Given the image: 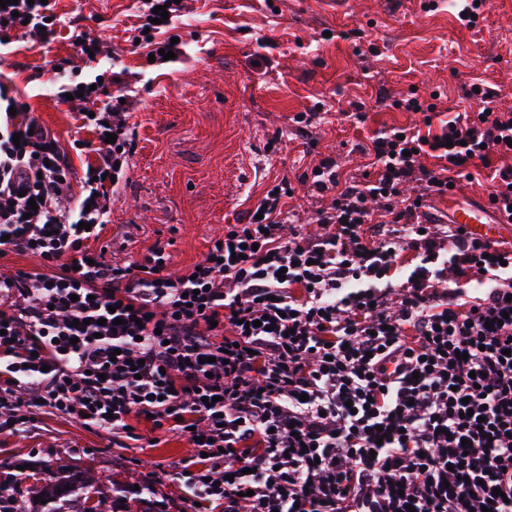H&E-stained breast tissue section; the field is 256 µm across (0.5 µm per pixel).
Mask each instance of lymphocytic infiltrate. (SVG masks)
<instances>
[{
  "label": "lymphocytic infiltrate",
  "mask_w": 512,
  "mask_h": 512,
  "mask_svg": "<svg viewBox=\"0 0 512 512\" xmlns=\"http://www.w3.org/2000/svg\"><path fill=\"white\" fill-rule=\"evenodd\" d=\"M180 11L145 0L151 54L171 51L159 33ZM54 15L49 0L0 7V39L50 41ZM394 106L425 128L378 133L365 182L329 160L312 172L333 234L284 237L294 213L270 190L194 275L158 245L123 264L89 246L132 157L124 113L84 119L117 140L80 176L0 90V256L41 260L0 272V433L28 430L41 400L120 444L141 441L135 422L184 435V512H512V247L436 231L425 205L479 163L491 209L512 207V110ZM459 277L480 296L444 292Z\"/></svg>",
  "instance_id": "1"
}]
</instances>
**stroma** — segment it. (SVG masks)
I'll return each mask as SVG.
<instances>
[{
  "label": "stroma",
  "instance_id": "stroma-1",
  "mask_svg": "<svg viewBox=\"0 0 512 512\" xmlns=\"http://www.w3.org/2000/svg\"><path fill=\"white\" fill-rule=\"evenodd\" d=\"M139 6L56 0L54 40L20 36L0 51V84L81 173L98 157L74 146L91 137L81 127L85 105L61 101L56 89L89 71L72 34L102 40L134 142L97 241L115 262L161 244L170 269L185 272L282 181L305 233L321 235L313 217L326 199L312 170L330 158L340 182L364 181L375 134L421 124L393 100L435 93L455 113L512 108V0H488L470 29L457 18L458 0H184L175 30L182 54L163 64L132 41ZM475 82L489 87L490 102L466 98ZM301 114L312 123L298 122ZM35 417L27 433L0 434V486L20 483L33 497L65 463L91 471L107 495H125L130 512H153L137 490L143 475L173 470L190 453L176 434L118 448L111 435L49 410Z\"/></svg>",
  "mask_w": 512,
  "mask_h": 512
}]
</instances>
